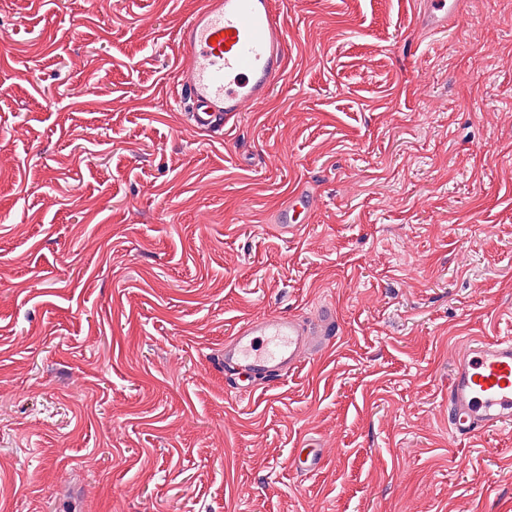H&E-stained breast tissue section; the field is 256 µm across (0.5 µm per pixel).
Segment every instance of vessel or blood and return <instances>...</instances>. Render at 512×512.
I'll return each instance as SVG.
<instances>
[{
    "label": "vessel or blood",
    "mask_w": 512,
    "mask_h": 512,
    "mask_svg": "<svg viewBox=\"0 0 512 512\" xmlns=\"http://www.w3.org/2000/svg\"><path fill=\"white\" fill-rule=\"evenodd\" d=\"M463 0H427L420 25L447 31L462 15ZM288 33L279 0H202L177 33L174 100L192 127L218 133L243 112L264 105L288 69ZM315 200L292 194L275 216L291 230ZM339 331L338 318L321 308L315 325L291 314L244 320L224 341V370L240 396L273 386L298 368L302 356L325 352ZM448 429L467 438L512 424V338L469 342L448 381Z\"/></svg>",
    "instance_id": "1"
}]
</instances>
